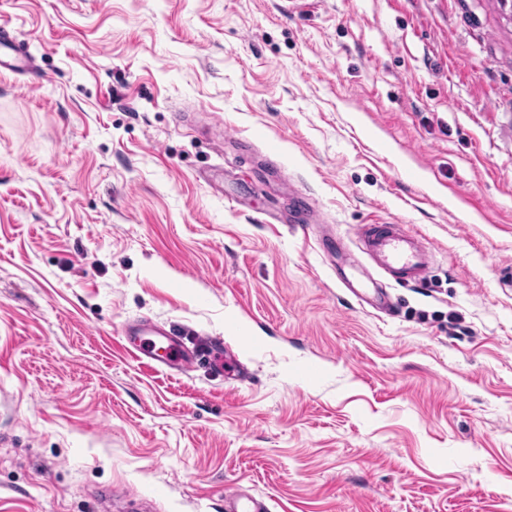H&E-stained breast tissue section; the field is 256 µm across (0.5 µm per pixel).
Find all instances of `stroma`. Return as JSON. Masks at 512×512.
Instances as JSON below:
<instances>
[{
  "label": "stroma",
  "mask_w": 512,
  "mask_h": 512,
  "mask_svg": "<svg viewBox=\"0 0 512 512\" xmlns=\"http://www.w3.org/2000/svg\"><path fill=\"white\" fill-rule=\"evenodd\" d=\"M0 512H512V21L498 0H0ZM347 247L405 224L375 312ZM297 218L265 223L267 210ZM245 378L153 370L124 326ZM13 72L32 70L30 57L23 53L16 44L14 36L5 27L0 26V69ZM362 250L376 267L397 284L427 280L430 252L420 236L405 224H370L361 240ZM225 512H268L269 509L260 498L255 497L247 491L235 489L224 493Z\"/></svg>",
  "instance_id": "obj_1"
}]
</instances>
